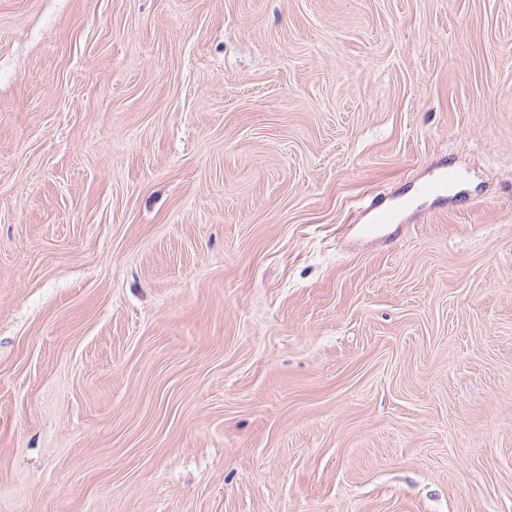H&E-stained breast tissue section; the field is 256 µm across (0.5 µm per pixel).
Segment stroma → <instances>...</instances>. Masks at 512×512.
<instances>
[{
    "instance_id": "obj_1",
    "label": "stroma",
    "mask_w": 512,
    "mask_h": 512,
    "mask_svg": "<svg viewBox=\"0 0 512 512\" xmlns=\"http://www.w3.org/2000/svg\"><path fill=\"white\" fill-rule=\"evenodd\" d=\"M0 512H512V0H0ZM456 180V172L453 170H446L439 176L424 181L417 187V193L424 198H438L448 193V185Z\"/></svg>"
}]
</instances>
